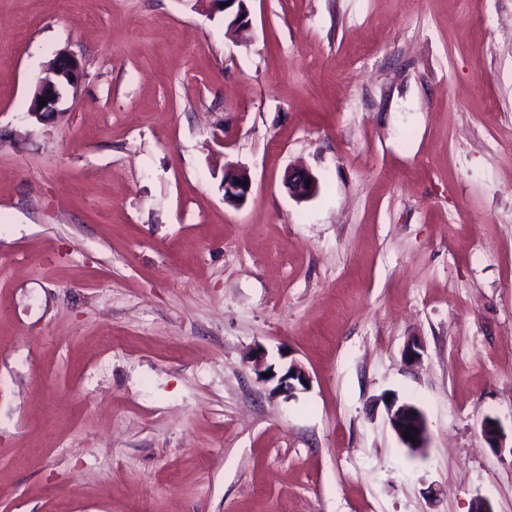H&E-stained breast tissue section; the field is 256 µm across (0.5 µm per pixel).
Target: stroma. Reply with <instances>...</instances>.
I'll use <instances>...</instances> for the list:
<instances>
[{"instance_id": "1", "label": "stroma", "mask_w": 512, "mask_h": 512, "mask_svg": "<svg viewBox=\"0 0 512 512\" xmlns=\"http://www.w3.org/2000/svg\"><path fill=\"white\" fill-rule=\"evenodd\" d=\"M246 6L0 0V512H512V0ZM49 72L54 76V80L46 77L38 82L34 92L31 104L30 114L34 115L38 120L45 121L58 113L57 105L59 103L58 84L64 83L72 88H77L81 71L78 62L66 54H60L50 65ZM46 101V105L39 108V100ZM251 191V178L247 169L233 168L224 172V201L234 207L245 203ZM311 181L310 187L307 182ZM285 183L289 191L299 199H307L317 193L318 181L313 173L304 168H296L288 170L285 175ZM254 371L259 379L264 383H274L269 389L270 394L285 396L289 398L298 391H304L309 388L310 376L306 370L296 361H291L288 367L280 376L275 372L272 365H266V352L259 347L255 350L252 357ZM271 372L269 377H264L263 373ZM383 402L387 421L400 443L411 454H424L428 448V426L423 410L416 404L400 399L395 393L384 394ZM409 433L414 442L404 438ZM481 435L495 454L501 455L506 450L507 436L497 418L492 416L483 418L481 421Z\"/></svg>"}]
</instances>
